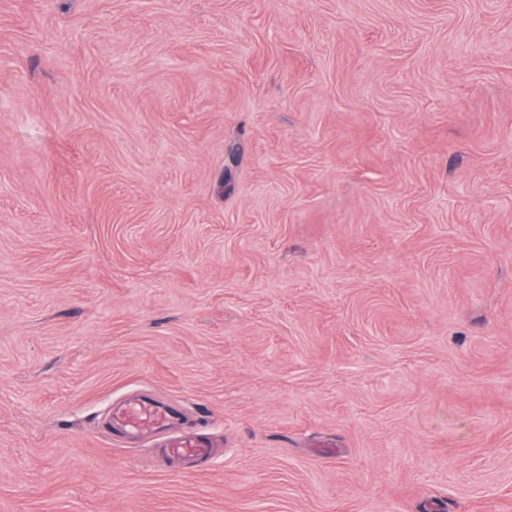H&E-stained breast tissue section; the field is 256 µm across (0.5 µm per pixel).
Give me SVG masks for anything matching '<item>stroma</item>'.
<instances>
[{"label":"stroma","mask_w":512,"mask_h":512,"mask_svg":"<svg viewBox=\"0 0 512 512\" xmlns=\"http://www.w3.org/2000/svg\"><path fill=\"white\" fill-rule=\"evenodd\" d=\"M0 512H512V0H0ZM170 414L152 401L130 402L112 412V426H120L129 433L151 431L166 424ZM209 441L197 436H177L167 441L163 448L172 458L192 457L206 460L210 455Z\"/></svg>","instance_id":"obj_1"}]
</instances>
